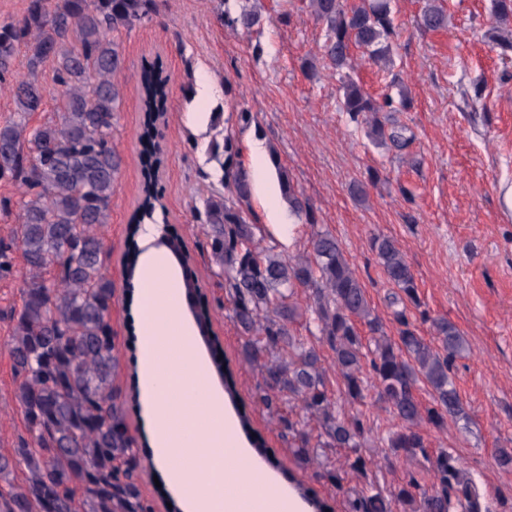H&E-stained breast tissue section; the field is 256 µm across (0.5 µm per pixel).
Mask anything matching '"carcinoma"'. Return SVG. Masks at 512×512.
<instances>
[{"instance_id":"cac0c4a2","label":"carcinoma","mask_w":512,"mask_h":512,"mask_svg":"<svg viewBox=\"0 0 512 512\" xmlns=\"http://www.w3.org/2000/svg\"><path fill=\"white\" fill-rule=\"evenodd\" d=\"M316 19L325 27L324 55L341 72L353 68L352 50H363L377 65L391 62L395 33L393 0H310ZM156 13V0H29L18 23L0 25V81L20 46L28 49L30 76L10 85L19 120L0 126V177L23 189L13 240L22 251L27 275L21 308L12 314L9 352L19 378L14 400L21 409L30 440L11 455H0V480L8 482L23 468L25 484L0 494V512H156L141 490L144 465L134 451L137 441L127 422L126 395L115 385L120 367L112 336L115 289L105 273L109 253L100 234L110 218V202L123 160L112 147L115 112L122 88L115 76L124 69L120 42L110 34L131 30ZM491 36L512 51V0H491ZM261 15L243 11L234 27L260 25ZM448 15L428 0L418 27H447ZM47 63L59 114L33 131L26 117L43 110L46 89L38 79ZM144 124L142 200L132 215L123 257L128 281L137 275L142 249L139 230L162 206L156 173L163 160L151 145L158 113L165 111L169 78L157 62L140 75ZM341 111L359 124L370 125L369 136L404 148V128L385 131L378 119L383 107L349 74L341 76ZM225 178L235 195L250 193L246 170L236 161L232 139L224 138ZM290 208L314 224L310 205L298 196L287 171L279 170ZM199 218L205 225V247L224 273L232 305L231 319L244 337L241 353L260 374L256 398L284 435L291 438L299 463L323 468L331 483H341L348 468L363 474L370 459L362 451L371 428L361 413L341 416L327 387V372L316 346L295 336L293 324L302 313L294 301L304 288L309 307L328 345L351 403H361L374 390L399 425L378 435L381 447L394 457L427 456L421 425L443 428L448 419L464 417L457 388L450 377L453 358L465 339L446 320L435 322L439 346L409 329L397 339L387 336L374 314L363 284L352 270L338 240L327 232L312 234V252L285 259L274 249H258L256 226L249 224L222 195L202 200ZM167 251L176 248L187 268L192 257L181 237L163 228L158 238ZM384 273L400 294L393 303L418 300L414 275L394 241L371 240ZM197 290L194 314L212 327L210 312ZM371 336H361L360 326ZM213 371L224 374L229 399L240 404L239 422L256 448L266 447L254 433L251 417L236 390L226 363ZM425 384L431 395L422 404L416 390ZM342 449L340 467L330 465L317 449ZM435 482L423 487L410 476L389 493L367 489L346 501V512H485L474 483L452 453L443 450L434 461Z\"/></svg>"}]
</instances>
